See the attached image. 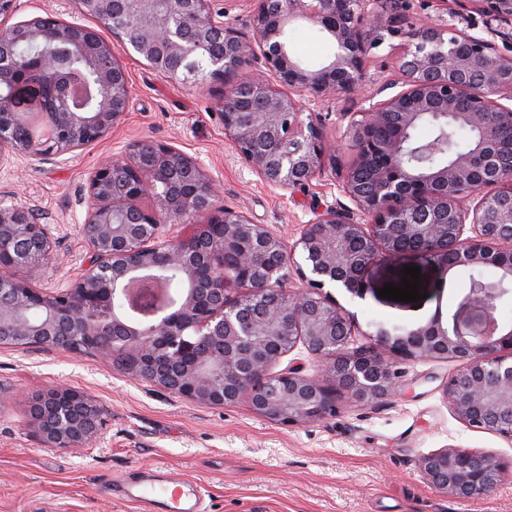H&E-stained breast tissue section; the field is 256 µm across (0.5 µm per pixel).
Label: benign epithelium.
I'll use <instances>...</instances> for the list:
<instances>
[{
  "label": "benign epithelium",
  "mask_w": 512,
  "mask_h": 512,
  "mask_svg": "<svg viewBox=\"0 0 512 512\" xmlns=\"http://www.w3.org/2000/svg\"><path fill=\"white\" fill-rule=\"evenodd\" d=\"M74 2L77 20L16 21L17 0H0V167L76 153L124 121L131 83L119 47L169 81L218 88L224 134L265 182L289 191L329 172L350 204L315 212L290 243L224 206L199 158L137 141L88 176L81 234L90 257L64 290L38 287L59 260L48 225L0 206V344L94 353L173 396L213 406L244 398L285 425L333 417L343 397L397 392L400 371L379 347L400 360L452 359L460 368L442 384L451 412L512 441V328L493 315L494 298L512 288V174L494 163L496 125L512 126V55L439 18L411 22L408 0H249L251 40L224 20L219 0ZM476 2L512 23V0ZM297 21L333 41L325 66L310 69L290 52L286 31ZM386 41L401 51V90L341 113L340 139L329 138L304 95H357L371 50ZM30 43L63 44L84 61L93 110L75 105L57 60L35 57L20 69L17 50ZM260 60L268 79L253 76ZM25 92L38 102L40 130L22 110ZM426 115L468 126L477 146L424 172L406 164L409 131ZM344 148L354 155L345 169ZM405 252L445 268L492 266L498 280L470 289L450 330L437 319L380 327L376 346L348 350L350 321L326 288L359 294L372 266ZM170 272L185 288L160 304L154 290ZM299 345L317 375L272 371ZM32 417L49 447L90 441L104 425L96 401L69 388L38 396ZM420 467L440 492L470 500L487 499L512 474L511 459L460 446L422 456Z\"/></svg>",
  "instance_id": "1"
}]
</instances>
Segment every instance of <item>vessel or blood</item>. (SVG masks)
<instances>
[{
    "instance_id": "vessel-or-blood-1",
    "label": "vessel or blood",
    "mask_w": 512,
    "mask_h": 512,
    "mask_svg": "<svg viewBox=\"0 0 512 512\" xmlns=\"http://www.w3.org/2000/svg\"><path fill=\"white\" fill-rule=\"evenodd\" d=\"M120 485L124 500L146 504L151 512H204L201 487L168 471L142 470Z\"/></svg>"
}]
</instances>
